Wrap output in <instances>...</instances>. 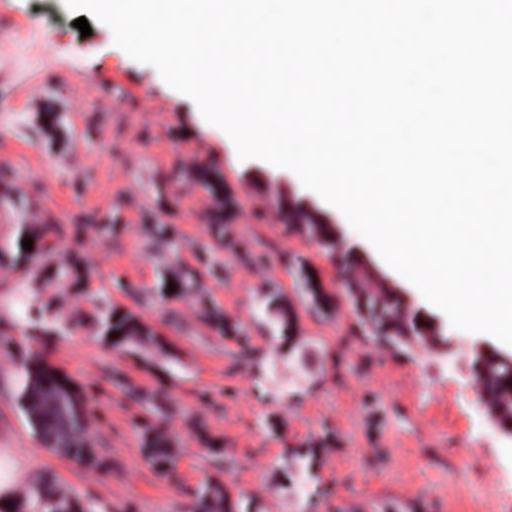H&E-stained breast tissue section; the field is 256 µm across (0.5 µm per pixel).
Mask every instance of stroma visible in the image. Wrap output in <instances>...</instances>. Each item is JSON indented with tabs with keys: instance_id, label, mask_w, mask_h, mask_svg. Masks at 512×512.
<instances>
[{
	"instance_id": "1",
	"label": "stroma",
	"mask_w": 512,
	"mask_h": 512,
	"mask_svg": "<svg viewBox=\"0 0 512 512\" xmlns=\"http://www.w3.org/2000/svg\"><path fill=\"white\" fill-rule=\"evenodd\" d=\"M2 12L22 25L0 39V454L30 477L56 474L98 512H191V491L207 478L258 512H497L512 498V439L486 423L467 380L420 348L372 340L335 263L277 221L264 181L310 200L375 258L340 211L293 171L236 158L223 131L116 47L106 25L82 36L62 0H0ZM43 28L50 44L38 38ZM204 166L220 173L223 193L198 185ZM222 207L223 242L209 229ZM24 224L41 233L48 260L12 263ZM157 224L176 251L154 243ZM376 266L444 324L451 345L477 341L384 261ZM302 267L335 291L333 314L303 305ZM187 268L197 289L158 299L159 273L173 280ZM271 288L294 306L303 350L260 326ZM213 305L247 332L249 353L206 321ZM105 306L136 315L163 346L113 350L99 332ZM38 346L84 390L103 468L47 452L17 411V361ZM145 423L177 448L175 476L146 462ZM312 444L320 456L310 475L293 451Z\"/></svg>"
}]
</instances>
